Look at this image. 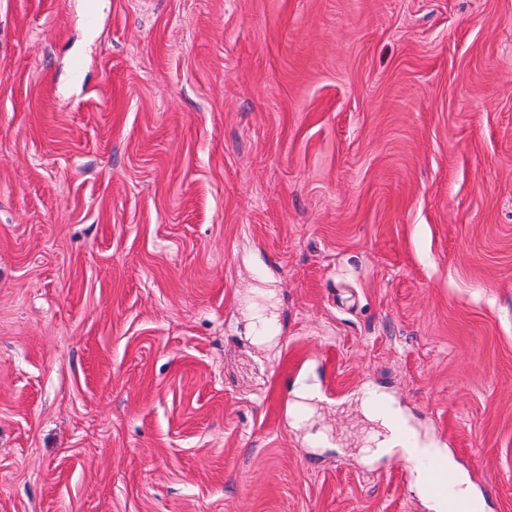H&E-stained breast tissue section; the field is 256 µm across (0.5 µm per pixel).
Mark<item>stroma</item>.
I'll return each mask as SVG.
<instances>
[{
	"instance_id": "35a3bbf8",
	"label": "stroma",
	"mask_w": 512,
	"mask_h": 512,
	"mask_svg": "<svg viewBox=\"0 0 512 512\" xmlns=\"http://www.w3.org/2000/svg\"><path fill=\"white\" fill-rule=\"evenodd\" d=\"M366 390L512 512V0H0V512H419ZM376 399L377 398L375 396H371L366 401V407L369 411L373 413V416L368 412L366 413L369 414V418L371 420L375 422L379 420L381 422V424H379L384 429L385 432H376L370 439V441L373 442V446L375 448H363V451L380 456L390 454L394 452L396 449H398V447H400L399 449H401L402 456L404 458H406L409 461L415 460V453L409 448H404V446L401 443L399 435L393 431V419H399L402 423H404L400 411L394 408L392 417H385L376 414L373 411V405Z\"/></svg>"
}]
</instances>
